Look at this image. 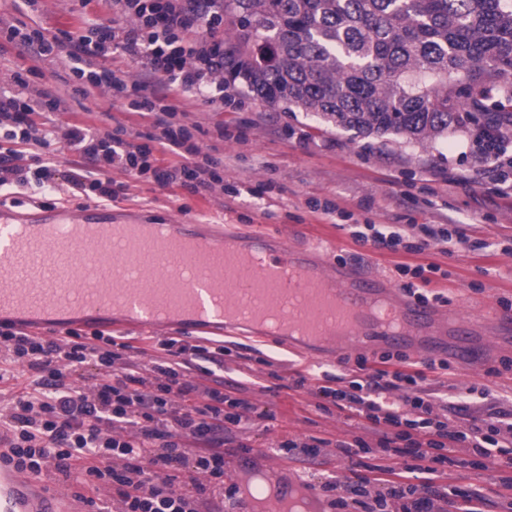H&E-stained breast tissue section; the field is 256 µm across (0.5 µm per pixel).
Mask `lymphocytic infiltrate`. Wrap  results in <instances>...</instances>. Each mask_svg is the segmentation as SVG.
I'll return each instance as SVG.
<instances>
[{
    "instance_id": "1",
    "label": "lymphocytic infiltrate",
    "mask_w": 512,
    "mask_h": 512,
    "mask_svg": "<svg viewBox=\"0 0 512 512\" xmlns=\"http://www.w3.org/2000/svg\"><path fill=\"white\" fill-rule=\"evenodd\" d=\"M118 24L90 25L79 40L69 34L46 36L19 20L0 18V33L19 42L33 56L48 58L66 52L71 70L100 94L127 101L130 110L155 115L160 129L154 145L139 144L124 128L94 131L76 123L63 126L35 115L60 112L62 99L33 88L37 68L13 71L8 86H0V138L16 144L36 142L50 147L57 139L88 158L92 169L70 171L72 189L87 197L117 198L113 170L133 177L151 176L162 187L173 183L192 191H208L222 184L219 160L201 154L192 131L175 122L168 97L193 94L214 103L224 98V44L214 33L224 24L220 0H111ZM144 61L158 75L164 95L144 93L142 85L124 72L104 67L113 56ZM180 156L166 165L164 152ZM18 153H0V191L27 187L39 192L56 187V165L36 158L34 170L18 165ZM356 241L379 249L419 252L442 245L445 252L468 246L456 224H422L409 234L400 224H358ZM115 341L103 332L91 335L69 331L56 341L0 325V351L8 368L0 381L31 377L32 391L17 396L0 414V429L10 436L13 466L32 474L52 468L68 475L80 471L88 489L109 485L114 512H200L208 488L234 495L236 486L224 484L225 439L249 421L256 408L235 397L216 374L224 363V348L185 345L162 340L165 355L150 373L115 351ZM360 377L346 386H319L317 395L328 405L355 412L370 424L376 443L356 436L338 442L348 456L379 452L406 458L403 473L386 480V489L371 492L368 477L338 488L322 487L334 512H482L483 496L438 485L445 469H484L499 462L512 469V411L488 410L477 422L452 425L447 404L437 403L422 386L425 375L409 367L406 355L386 353L379 364L359 359ZM98 374L96 383L75 387L73 376L87 368ZM211 378L207 387L187 381L190 371ZM465 456H455V449ZM191 467L205 474L207 483L188 479L174 487V470Z\"/></svg>"
}]
</instances>
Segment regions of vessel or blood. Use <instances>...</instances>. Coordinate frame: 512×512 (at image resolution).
Wrapping results in <instances>:
<instances>
[{
    "label": "vessel or blood",
    "mask_w": 512,
    "mask_h": 512,
    "mask_svg": "<svg viewBox=\"0 0 512 512\" xmlns=\"http://www.w3.org/2000/svg\"><path fill=\"white\" fill-rule=\"evenodd\" d=\"M138 223L134 215L115 214L107 207L79 211L54 207L23 213L0 204V323L38 335L49 328L60 332L112 327L155 330L150 318L129 313L114 300L121 292L143 305L154 304V297L140 286L143 271L123 264L115 267L111 281L106 282L99 269L102 239L113 242L117 251L128 252L132 245L129 234ZM169 230L176 244L167 256V270L180 282V306L187 311L194 303L195 284L189 270L205 276L211 293L206 317L185 314L170 319L171 328L204 336L269 340V333L256 322L263 303L228 294L224 252L230 248L243 256L265 255L269 265L257 269L256 274H272L275 287L286 298L298 297L302 288L327 280L335 283V307L309 304L304 308L305 317L316 326L326 314H333L338 321L354 322L360 336L324 349L326 356L376 346L431 354L451 348L464 355L471 350L470 327L458 311L420 302L382 276L366 275L348 266L326 268L320 248H296L277 234L242 233L187 219L170 224ZM380 296L393 304L400 330L382 332L373 323L370 304ZM49 484L48 475H28L1 465L0 512H71L67 495L49 491Z\"/></svg>",
    "instance_id": "1"
}]
</instances>
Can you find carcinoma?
Here are the masks:
<instances>
[{
  "label": "carcinoma",
  "mask_w": 512,
  "mask_h": 512,
  "mask_svg": "<svg viewBox=\"0 0 512 512\" xmlns=\"http://www.w3.org/2000/svg\"><path fill=\"white\" fill-rule=\"evenodd\" d=\"M247 92L363 137L512 139V0H224ZM495 89L491 99L486 86Z\"/></svg>",
  "instance_id": "1"
}]
</instances>
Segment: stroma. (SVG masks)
<instances>
[{"label": "stroma", "instance_id": "35a3bbf8", "mask_svg": "<svg viewBox=\"0 0 512 512\" xmlns=\"http://www.w3.org/2000/svg\"><path fill=\"white\" fill-rule=\"evenodd\" d=\"M0 16L22 18L48 36L66 31L75 38L88 23L113 22L111 9L100 0L86 5L80 0H38L35 9L21 15L14 0H0ZM21 65L38 68L36 86L65 98V111L52 115L55 123L102 131L123 126L140 142L159 132L154 117L128 111L123 102L96 92L85 98L75 95L79 81L66 56L38 60L1 37L0 82ZM171 103L177 109L176 122L195 126L201 151L223 161V189L196 194L177 184L162 187L149 178L133 180L116 170L112 177L123 189L112 200L113 209L278 233L296 245L325 248L328 265L357 266L397 284L403 281L399 265L433 266L426 286L429 295L439 296L442 303L472 319L486 303H493L498 323L485 355L468 363L447 355V368L427 370L425 389L440 396L475 388L469 412L478 418L484 417L486 408L480 388L512 398V181L502 182L492 167L476 164L474 125L427 145L393 135L381 141L326 126L303 112L270 106L248 96L238 83L225 86L220 108L192 95L172 98ZM0 201L19 211H32L40 204L73 210L90 204L87 197L73 195L63 180L54 192L14 188L0 193ZM325 203L335 205L333 216L323 215ZM447 222L459 224L470 241L490 242V249L463 248L448 254L432 246L419 253L391 252L350 235L354 224ZM206 344L227 348L225 378L236 380L241 397L264 413L225 441V461L249 460L251 449L261 448V466L274 472L281 462H290L293 479L312 488L352 479L355 461L338 452L335 443L356 436L368 439L372 433L349 412L319 410L314 390L328 375L346 382L356 378V355L310 363L276 341L227 337L210 338ZM298 372L307 377L301 389L292 385ZM287 439L322 443V452L311 461L287 459L279 449ZM505 474L496 465L478 471L459 469L448 472L441 482L463 491L480 490L484 512H503L499 492Z\"/></svg>", "mask_w": 512, "mask_h": 512}]
</instances>
